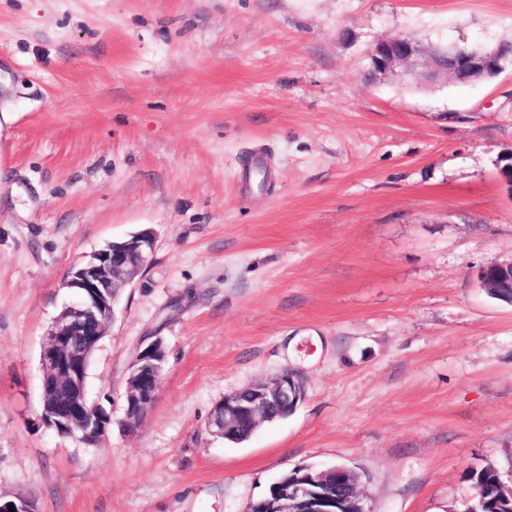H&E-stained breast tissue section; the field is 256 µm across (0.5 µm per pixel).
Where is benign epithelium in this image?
Masks as SVG:
<instances>
[{
  "mask_svg": "<svg viewBox=\"0 0 512 512\" xmlns=\"http://www.w3.org/2000/svg\"><path fill=\"white\" fill-rule=\"evenodd\" d=\"M506 47L471 50L456 43L425 47L405 36L396 35L374 42L370 65L374 77L387 76L401 67L406 77L423 75L430 80L471 83L489 79L502 71ZM155 237L150 229L112 241L103 248L82 256L72 267L67 287L76 301L52 321L43 342L40 362L43 369L44 402L63 397L66 406L50 411L43 408L46 426L59 434L96 445L105 436L111 419L91 400L86 388V373L92 354L107 335L114 319L119 292L131 285L148 265ZM483 290L512 292V262L491 263L480 270ZM166 362L163 337L149 336L130 363L126 381L124 425L136 428L156 402L161 373ZM305 399L299 375L284 369L224 396L210 416V431L230 439L243 428L255 432L273 418L290 415ZM356 472L333 467L305 477L290 476L279 483L274 505L264 500L251 501L246 512H370L364 505ZM34 512L23 497L0 498V512Z\"/></svg>",
  "mask_w": 512,
  "mask_h": 512,
  "instance_id": "1",
  "label": "benign epithelium"
}]
</instances>
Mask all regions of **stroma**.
<instances>
[{
  "label": "stroma",
  "mask_w": 512,
  "mask_h": 512,
  "mask_svg": "<svg viewBox=\"0 0 512 512\" xmlns=\"http://www.w3.org/2000/svg\"><path fill=\"white\" fill-rule=\"evenodd\" d=\"M512 41V0H0V497L35 512H244L302 466L372 512H467L512 479V65L427 87L367 51ZM150 228L88 369L94 446L41 420L40 351L74 262ZM163 337L124 429L129 365ZM306 396L233 444L225 394L283 369ZM482 280L480 286L484 291L496 290L511 291V303H512V262L509 263H491L484 266L480 270ZM165 362L163 337H147L130 363L126 381L123 422L128 429H135L156 402Z\"/></svg>",
  "instance_id": "1"
}]
</instances>
